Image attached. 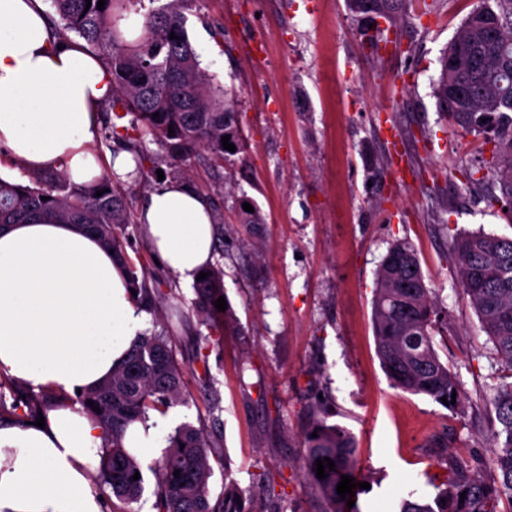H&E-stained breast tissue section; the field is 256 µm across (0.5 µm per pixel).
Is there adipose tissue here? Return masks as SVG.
I'll return each instance as SVG.
<instances>
[{
    "mask_svg": "<svg viewBox=\"0 0 512 512\" xmlns=\"http://www.w3.org/2000/svg\"><path fill=\"white\" fill-rule=\"evenodd\" d=\"M44 12V0H0V146L8 162L61 170L77 185L105 170L127 176L129 154L101 161L91 150L97 114L112 97L107 66L82 46H59ZM137 221L179 279L195 280L213 263L212 206L189 185H158ZM149 327L115 256L91 235L46 217L0 229V374L67 395L44 426H0V512H102L88 472L109 433L71 397L108 379ZM124 443L140 455L164 450L165 424L155 416L133 422Z\"/></svg>",
    "mask_w": 512,
    "mask_h": 512,
    "instance_id": "obj_1",
    "label": "adipose tissue"
}]
</instances>
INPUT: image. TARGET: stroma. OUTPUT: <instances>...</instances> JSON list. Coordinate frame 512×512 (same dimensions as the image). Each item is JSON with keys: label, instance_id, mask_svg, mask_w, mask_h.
<instances>
[{"label": "stroma", "instance_id": "obj_1", "mask_svg": "<svg viewBox=\"0 0 512 512\" xmlns=\"http://www.w3.org/2000/svg\"><path fill=\"white\" fill-rule=\"evenodd\" d=\"M480 0H407L371 51L347 0H192L185 15L201 66L235 101L247 150L218 165L201 154L183 170L149 145L148 172L210 196L224 292L235 322L213 345L192 309L193 285L157 264L142 228L126 250L186 320L170 340L185 369L186 404L169 428L193 423L222 443L212 493L225 474L252 512H332L305 475V433L320 420L349 431L369 487L358 512H398L437 493L448 461L500 481L489 443L493 397L512 368L464 295L450 246L457 233L512 237L483 170L491 144L454 131L433 97L439 58ZM407 156L391 173L388 142ZM263 221H239L241 198ZM414 249L435 304L433 336L461 402L444 408L391 386L376 353L377 270L397 242ZM282 496L269 500L259 476Z\"/></svg>", "mask_w": 512, "mask_h": 512}]
</instances>
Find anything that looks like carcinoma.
<instances>
[{"label": "carcinoma", "instance_id": "cac0c4a2", "mask_svg": "<svg viewBox=\"0 0 512 512\" xmlns=\"http://www.w3.org/2000/svg\"><path fill=\"white\" fill-rule=\"evenodd\" d=\"M50 0L59 17L53 25L60 40L75 33L98 49L112 75V100L102 108L100 140L114 142L145 160L146 142L157 145L169 159L190 166L205 150L217 162L244 149L234 101L224 89L210 82L201 69L186 31L185 5L192 0H149L154 7L140 12L144 0ZM405 0H348L356 16L373 14L391 19ZM141 13V32L128 41L119 28L123 14ZM175 39H170V34ZM441 69L434 86L438 112L455 129L488 135L493 141L485 162L495 176L500 199H512V0H497L474 10L442 53ZM158 117H153L154 113ZM174 133H169L168 127ZM102 192L96 196V192ZM46 200H41V197ZM33 216H46L61 224H76L92 232L122 264L131 288L146 311L158 310L161 292L148 286L128 256V227L135 224L116 176L104 174L83 185L73 184L65 172L38 175L23 184L0 177V227L22 224ZM457 274L482 329L501 359L512 366V238L483 233H463L453 238ZM208 276L194 283L193 309L200 324L221 343L230 310L214 306L224 295V269L216 264ZM378 356L393 385L405 392L442 403L458 389L454 375L437 354L432 336L440 312L427 287L413 248L394 244L376 274L372 306ZM184 369L170 341L156 334L142 336L128 358L98 389L76 395V401L110 430L108 450L99 462L101 485L124 504L137 502L144 491L140 463L124 446L128 424L144 420L148 411H164L184 401ZM59 397L36 392L14 382L0 381V424L22 423L39 417ZM93 405H88V402ZM501 430L493 434L490 448L501 472L499 484H487L449 462L444 488L430 502L405 500L400 512H498L499 499H512V383L502 385L494 397ZM317 437H312V434ZM306 469L318 489L334 504L333 512H358L347 507L350 496L336 491L341 476L356 477V446L350 433L321 421L305 435ZM219 443L189 423L169 436L156 469V512H251L244 491L233 480L224 490L210 494L213 469L209 454ZM330 458L333 470L316 476V460ZM180 476H174L175 471ZM465 498H460V494Z\"/></svg>", "mask_w": 512, "mask_h": 512}]
</instances>
